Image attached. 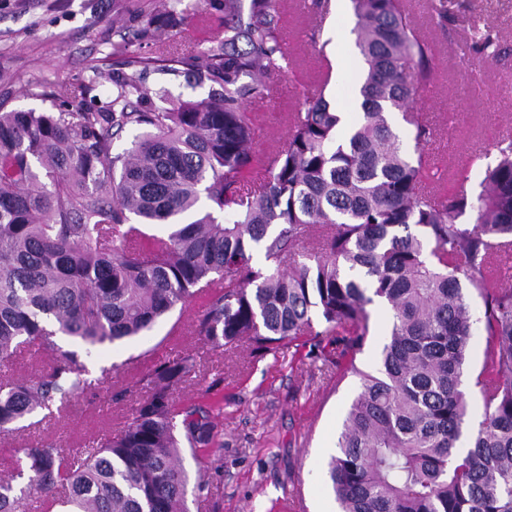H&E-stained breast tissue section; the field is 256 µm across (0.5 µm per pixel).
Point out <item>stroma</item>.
I'll list each match as a JSON object with an SVG mask.
<instances>
[{"instance_id": "obj_1", "label": "stroma", "mask_w": 512, "mask_h": 512, "mask_svg": "<svg viewBox=\"0 0 512 512\" xmlns=\"http://www.w3.org/2000/svg\"><path fill=\"white\" fill-rule=\"evenodd\" d=\"M167 0H0V101L7 108L47 111L49 92L62 82H91L89 103L104 105L112 92L116 15L135 31L144 15ZM430 0L413 16L435 49L434 77L414 107L434 138L424 150L439 176L456 171L455 188L481 190L479 156L512 136V58L467 65L465 47L475 29H494L512 47V0H448L454 21L436 27ZM183 24L156 40L132 41V51L160 54L171 47L197 49L224 31V15L208 0H183ZM283 35L292 67L269 79L265 98L250 100L253 148L269 154L283 146L290 113L302 108L322 59L336 57V30L353 29L351 7L319 15L312 0H282ZM198 302L172 312L145 335L90 348L81 358L92 373L110 374L96 389L73 399L60 418L0 435V477L17 448L51 441L67 451L85 439L122 430L142 392L138 378L171 354H193L202 375L221 378V449L181 452L190 481L204 479L203 493L189 494V512H337L320 475L333 453L345 413L359 390L355 376L337 368L329 337L296 350L254 359L246 344L229 355L213 354L193 331Z\"/></svg>"}]
</instances>
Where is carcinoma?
<instances>
[{
  "mask_svg": "<svg viewBox=\"0 0 512 512\" xmlns=\"http://www.w3.org/2000/svg\"><path fill=\"white\" fill-rule=\"evenodd\" d=\"M351 3L365 63L353 129L325 99V63L269 155L252 148L244 102L263 98L288 65L276 0H220L224 36L197 52L145 56L121 39L104 107L84 104L86 83L58 85L54 112L0 102V363L32 349L49 358L34 377L0 379L1 433L62 415L109 375L90 378L56 337L122 342L198 299L195 331L216 354L246 342L263 357L330 336L336 363L359 377L324 471L339 512H512V287L495 266L512 249V137L484 154L479 194L427 180L420 145L434 128L411 104L432 79V46L401 0ZM183 13L150 17L137 36L177 27ZM468 54L498 61L512 50L487 29ZM150 71L211 90L185 100L164 88L153 99ZM131 128L141 135L114 152ZM466 215L473 225L459 222ZM376 299L391 319L368 373L355 358ZM479 321L487 340L474 370ZM195 376L196 359L176 353L138 380L143 396L118 434L75 453L39 441L17 449L0 512L35 502L44 512H188L181 445L208 451L221 434L216 406L176 397ZM469 390L482 403L475 426Z\"/></svg>",
  "mask_w": 512,
  "mask_h": 512,
  "instance_id": "1",
  "label": "carcinoma"
}]
</instances>
